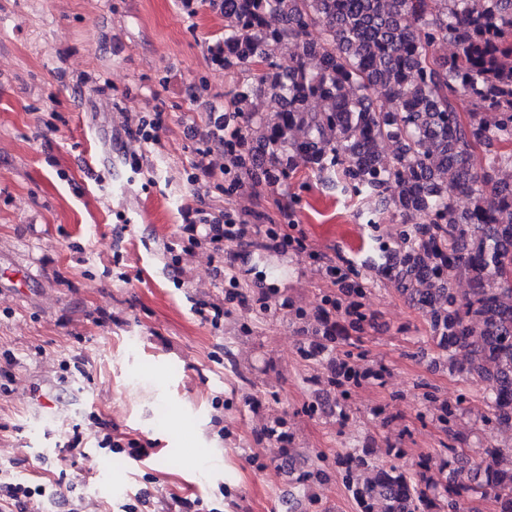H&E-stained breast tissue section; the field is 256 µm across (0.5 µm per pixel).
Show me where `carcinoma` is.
<instances>
[{
  "instance_id": "obj_1",
  "label": "carcinoma",
  "mask_w": 512,
  "mask_h": 512,
  "mask_svg": "<svg viewBox=\"0 0 512 512\" xmlns=\"http://www.w3.org/2000/svg\"><path fill=\"white\" fill-rule=\"evenodd\" d=\"M224 15L214 59L227 73L264 62L256 81L237 87L230 120L239 130L231 166L268 183L294 176L296 161L327 174L342 193L373 199L393 222L390 236L372 222L384 253L398 263L381 274L419 310L448 367L485 384L487 443L476 468L453 481L379 469L358 455L299 473V489L339 475L357 512H473L492 497L512 499V448L493 443L512 408V0H210ZM293 41L281 67L274 51ZM321 100L324 107L311 108ZM395 146L391 162L380 145ZM483 162L474 165V158ZM470 206L459 210L455 198ZM327 272L349 287L322 296L339 318L314 331L325 349L362 334L371 315L354 267ZM471 284L461 297L456 280ZM364 377L351 353L329 386L341 405ZM432 420L448 436L444 451L465 459L456 404L425 392Z\"/></svg>"
}]
</instances>
